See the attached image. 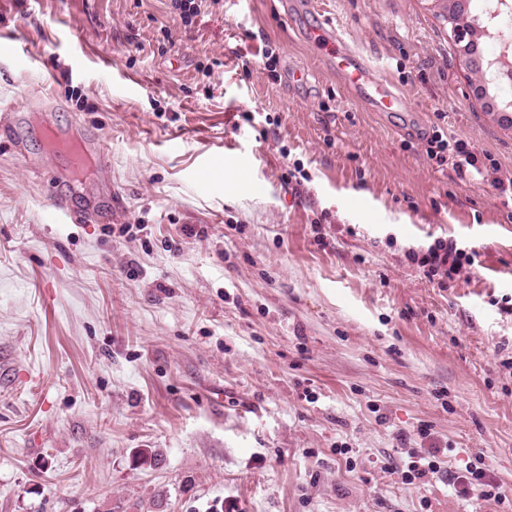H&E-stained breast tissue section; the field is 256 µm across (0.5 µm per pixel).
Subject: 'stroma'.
Segmentation results:
<instances>
[{"instance_id": "obj_1", "label": "stroma", "mask_w": 512, "mask_h": 512, "mask_svg": "<svg viewBox=\"0 0 512 512\" xmlns=\"http://www.w3.org/2000/svg\"><path fill=\"white\" fill-rule=\"evenodd\" d=\"M307 2L0 0V512H512L448 485L512 487V197L422 143L512 177V128L436 0ZM320 15L408 111L349 94ZM438 239L477 254L444 288L405 257ZM174 14L177 15L184 28H191L195 19L202 13L204 0H170ZM424 151L427 160L435 163L438 168L447 166L448 161L451 160L454 167L461 173L464 169L465 173L477 174L482 178L488 176L489 168L493 171L498 170L496 160L491 159L490 154L482 153L479 158L469 142L451 136L448 138V132L439 126L426 136ZM485 161L490 162L489 168ZM466 471L471 475L470 478L456 474H449V485H462L463 488L460 490V493L464 495L468 494L469 490H476L479 491L480 495L484 498L493 499L501 504L506 502L509 504V495L506 489H504L501 484L494 481L493 478L491 479L487 476L485 469L469 467L466 468Z\"/></svg>"}]
</instances>
